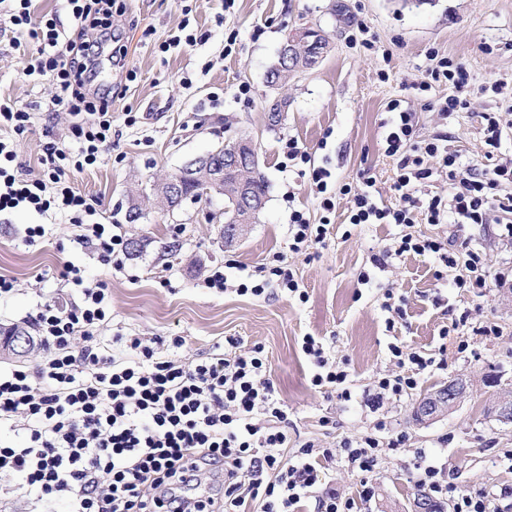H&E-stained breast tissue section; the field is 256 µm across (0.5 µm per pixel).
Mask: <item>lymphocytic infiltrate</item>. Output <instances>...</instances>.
<instances>
[{
  "label": "lymphocytic infiltrate",
  "instance_id": "f902f5d3",
  "mask_svg": "<svg viewBox=\"0 0 512 512\" xmlns=\"http://www.w3.org/2000/svg\"><path fill=\"white\" fill-rule=\"evenodd\" d=\"M75 21L67 31L56 18H45L36 37L27 76L52 78L58 93L52 101L75 120L78 147L69 150L46 142L38 176L24 175L13 143L0 140V213L19 208L44 215L55 206L67 210L73 223L84 225L85 241L95 245L104 264L120 266L127 240L114 225L96 221V208L71 187L74 173L98 164L102 149L112 142V98L126 92L134 72L114 91L90 90L96 49L112 29L113 0H66ZM418 85L451 84L454 92L435 103L447 118L466 108L469 75L461 63L436 49ZM387 110L383 150L396 164L395 206L378 202L371 178L359 186L336 185L332 172L313 165L297 139H287L282 153L289 166L305 167L316 189L321 216L311 222L306 212L289 215L288 252L300 254L323 243L336 212L337 198L348 200L351 225L392 224L399 232L392 243L371 257V269H386L390 260L408 254L434 255L441 269L454 270L453 283L486 297L490 289L512 283V267L489 271L486 250L470 240L455 241L415 232L416 213L427 223L477 224L493 227L498 241L512 240V161L495 160L501 145L498 113L484 117L486 165L463 164L448 146L444 133L418 136L419 115L403 100ZM439 158L448 179V192L422 199L420 185L432 177L428 162ZM287 254L272 257L246 270L233 259L204 281L219 292L234 290L259 297L277 290L288 300L307 302L309 295ZM371 269L360 270V284L371 281ZM62 277L78 287L82 301L60 306L41 304L34 326L46 350L34 367L0 370V429L23 432L24 442H0V483L18 486L37 500L65 501L67 512H246L261 502L262 512H302L315 498L317 512H353L354 499L324 483L325 462L341 458L347 467L372 476L384 450L405 446L400 431L389 439L365 432L340 441L338 448L303 443L292 458L288 447V412L267 375L262 346L237 352L228 339V352L190 362L178 356L181 336L145 338L116 336L104 342L100 328L108 320L110 295L105 283L88 282L79 269L64 265ZM301 350L316 368L311 384L330 389L337 400L352 399L351 373L332 359L314 336L302 339ZM388 350L394 371L376 376L363 394L371 412L391 400L410 396L425 372L443 368L436 355L425 354L396 341ZM224 476L221 498L191 497L183 489L202 471ZM417 485L438 500L452 499L455 512H492L491 493H464L433 465L418 467Z\"/></svg>",
  "mask_w": 512,
  "mask_h": 512
}]
</instances>
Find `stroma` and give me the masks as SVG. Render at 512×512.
<instances>
[{
    "label": "stroma",
    "instance_id": "obj_1",
    "mask_svg": "<svg viewBox=\"0 0 512 512\" xmlns=\"http://www.w3.org/2000/svg\"><path fill=\"white\" fill-rule=\"evenodd\" d=\"M185 20L206 31L208 40L161 52V44ZM360 22L377 38L378 51L356 44ZM112 26L126 55L117 63L103 58L94 83L109 86L130 70L137 78L112 101V142L100 163L74 174L72 182L75 190L96 200L100 223L121 225L127 238L143 247L124 257L117 270L102 264L93 246L76 242L79 229L66 213L41 217L15 210L0 215V275L15 281L14 291L0 298V327H32L40 302H80L74 285L60 275L68 261L86 278L107 283L112 305L107 336H181L185 344L179 355L186 362L208 355L229 337L238 339L242 352L263 346L270 378L288 407L289 449L308 441L336 447L370 430L380 418L388 428L405 431V447L383 460L372 477L371 496H363L360 477L343 462L327 464L325 480L353 498L358 512H409L412 474L420 463L444 468L462 491H512V424L486 411L490 401L512 395V288H494L487 298H477L452 282L436 280L438 261L415 254L375 271L370 284H359L357 274L372 251L390 243L397 229L349 226L343 199L336 204L325 243L299 255L289 253V207L306 210L315 220L320 210L309 179L281 164L283 140L297 139L315 164L331 169L337 183H355L368 174L382 202L397 204L393 162L382 152L381 126L394 99L419 112L421 137L448 133L463 161L484 164L482 116L500 111L502 102L512 99V0H235L230 8L224 0H123ZM306 27L328 36L327 53L288 84L270 86L267 73L286 36ZM232 31L238 37L228 52L225 38ZM37 46L29 30L0 16V99L31 114L24 132L2 126L0 138L14 143L18 163L32 174L40 170L46 142L76 144L70 115L52 107L53 82L24 74ZM431 47L470 75L467 109L447 120L433 104L452 94L451 85L436 83L422 93L411 88L429 66L426 51ZM494 82L501 84V94L489 92ZM242 83L250 86V99L236 97ZM282 96L288 111L279 126L269 127L268 107ZM129 111L139 117L131 127L124 123ZM237 136L254 140L268 200L247 237L227 247L219 237L223 196L184 203L167 216L155 203L154 185ZM133 203L143 216L131 224L126 214ZM38 223L45 224L46 236L27 243L26 228ZM169 242L179 245L171 255L162 250ZM276 252L285 253L296 270L308 291L307 303L218 293L204 285L225 259L251 268ZM388 287L407 298L406 316L391 333L382 307ZM460 318L464 326L452 328ZM485 321L498 324L500 335H473V327ZM446 326L452 329L447 337L441 334ZM307 334L321 338L337 360L347 362L355 380L351 402L312 388L314 367L301 351ZM396 338L447 357L445 368L423 376L419 392L463 378L469 383L467 397L428 423L414 420L410 398L382 414L371 413L361 396L376 374L389 369L388 345ZM462 339L469 342L463 353L457 350ZM488 375L497 378V385L485 383Z\"/></svg>",
    "mask_w": 512,
    "mask_h": 512
}]
</instances>
